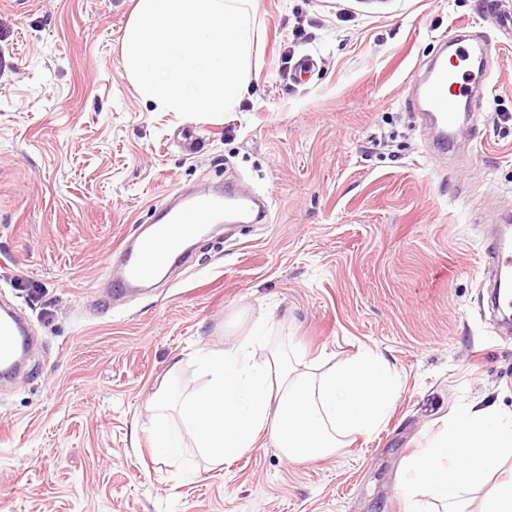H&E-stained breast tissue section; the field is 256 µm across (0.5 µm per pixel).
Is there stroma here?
I'll use <instances>...</instances> for the list:
<instances>
[{"mask_svg":"<svg viewBox=\"0 0 512 512\" xmlns=\"http://www.w3.org/2000/svg\"><path fill=\"white\" fill-rule=\"evenodd\" d=\"M136 2L0 0V301L40 340L0 382V512H405L398 476L446 419L512 416V335L490 325L480 264L492 213L512 212V47L439 159L406 101L458 20L497 38L484 0H254L248 88L205 118L126 77ZM289 56L316 66L292 80ZM227 181L267 197V223L101 306L108 262L171 191ZM266 316L307 359H388L389 422L313 461L162 455L150 395L203 386L197 351Z\"/></svg>","mask_w":512,"mask_h":512,"instance_id":"35a3bbf8","label":"stroma"}]
</instances>
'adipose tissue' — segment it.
Here are the masks:
<instances>
[{"label":"adipose tissue","instance_id":"1","mask_svg":"<svg viewBox=\"0 0 512 512\" xmlns=\"http://www.w3.org/2000/svg\"><path fill=\"white\" fill-rule=\"evenodd\" d=\"M207 377L199 390L174 400L167 388L150 399L158 448L173 446L180 428L213 463L230 462L259 441L271 442L291 461L334 454L346 438L371 435L387 421L396 393L388 362L367 352L340 367L300 364L298 351L272 342L267 322L228 347L200 357ZM512 461V420L489 421L488 408L449 418L425 448L410 457L400 481L406 512H427V491L445 512H466L464 490Z\"/></svg>","mask_w":512,"mask_h":512}]
</instances>
